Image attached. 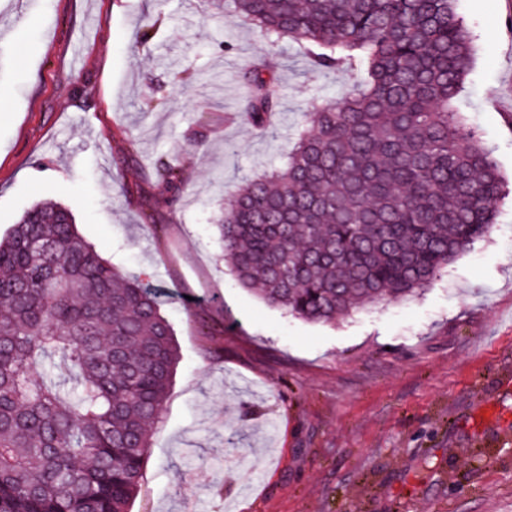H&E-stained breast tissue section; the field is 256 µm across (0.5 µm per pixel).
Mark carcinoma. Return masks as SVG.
I'll return each mask as SVG.
<instances>
[{
    "label": "carcinoma",
    "mask_w": 512,
    "mask_h": 512,
    "mask_svg": "<svg viewBox=\"0 0 512 512\" xmlns=\"http://www.w3.org/2000/svg\"><path fill=\"white\" fill-rule=\"evenodd\" d=\"M317 70L286 162L245 180L215 225L239 284L313 323L420 293L490 235L493 153L452 106L472 63L455 0H211ZM271 65L243 73L266 124ZM171 200L181 170L158 168ZM179 362L155 290L112 267L56 201L0 237V512H129Z\"/></svg>",
    "instance_id": "carcinoma-1"
}]
</instances>
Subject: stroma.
Wrapping results in <instances>:
<instances>
[{
	"instance_id": "1",
	"label": "stroma",
	"mask_w": 512,
	"mask_h": 512,
	"mask_svg": "<svg viewBox=\"0 0 512 512\" xmlns=\"http://www.w3.org/2000/svg\"><path fill=\"white\" fill-rule=\"evenodd\" d=\"M456 11L475 61L455 105L508 177L512 0ZM269 52L207 0H0V232L41 200L68 206L174 328L131 512H512V195L415 297L333 324L268 305L219 261L212 224L285 160L314 91L357 79L270 52L280 107L260 128L241 70ZM160 160L185 172L172 208Z\"/></svg>"
}]
</instances>
